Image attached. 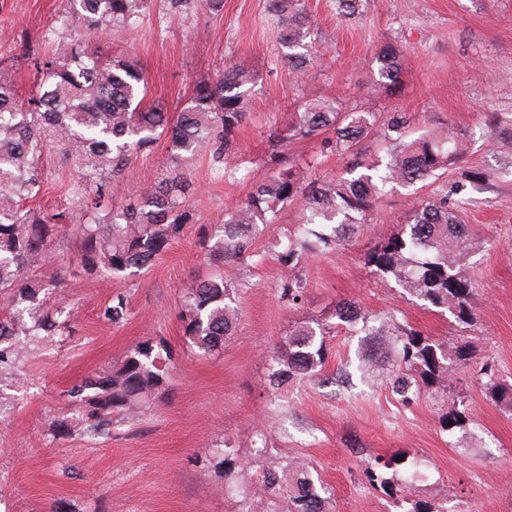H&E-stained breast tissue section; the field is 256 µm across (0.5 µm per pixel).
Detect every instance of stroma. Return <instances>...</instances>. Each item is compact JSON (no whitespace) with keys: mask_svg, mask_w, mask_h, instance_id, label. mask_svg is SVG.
Wrapping results in <instances>:
<instances>
[{"mask_svg":"<svg viewBox=\"0 0 512 512\" xmlns=\"http://www.w3.org/2000/svg\"><path fill=\"white\" fill-rule=\"evenodd\" d=\"M60 0H0V59L19 97L36 83L34 59ZM320 54L304 83L284 67L266 0H224L217 14L187 19L151 15L137 28H110L90 41L100 52H123L148 81L146 101L175 110L200 80L216 79L225 64L258 73L253 110L236 135V181L199 158L190 177L194 221L154 264L126 278L104 280L80 271L76 241L63 235L52 269L63 277L65 305L75 322L67 336L30 353L23 383L0 388V512H231L229 479L210 459H257L269 467L294 464L320 488L323 512H395L393 500L428 512H512V413L486 393L479 368L491 363L512 384V145H490L483 129L491 113L512 115V0H375L345 20L333 0H308ZM391 43L403 52L397 93L376 91L374 50ZM344 109L405 113L412 134L452 124L469 151L463 169L487 172L468 183L459 215L473 236L461 264L474 292L475 318L412 297L395 279L368 268L365 255L397 233L416 188L385 190L372 223L340 246L309 252L294 269L302 300L281 293L284 269L267 251L271 237L296 232L297 208L282 209L264 228L245 264L218 265L202 245V226L216 223L247 197L254 176L283 134L304 86ZM290 163L318 161L317 175L343 172L346 160L322 150L320 139L289 142ZM46 186L34 209H70L73 161L58 152L43 159ZM168 162L167 144L134 156L130 185L149 188ZM238 283V321L219 352L189 345L181 305L202 279ZM124 294L119 324L100 318L113 295ZM354 304L367 323L339 328L326 339L325 364L312 378L275 386L271 364L294 329L335 324L336 307ZM409 323L432 341L467 345L470 359L452 368V390L467 408L465 427L445 430V394L422 386L404 398L385 369L397 357L394 337L374 333L380 318ZM163 342L169 354L164 392L140 414L114 424L110 436L49 433L65 412L67 391L83 377L111 370L137 342ZM392 484L368 477L376 464Z\"/></svg>","mask_w":512,"mask_h":512,"instance_id":"35a3bbf8","label":"stroma"}]
</instances>
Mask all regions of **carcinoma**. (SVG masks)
Returning a JSON list of instances; mask_svg holds the SVG:
<instances>
[{"label": "carcinoma", "mask_w": 512, "mask_h": 512, "mask_svg": "<svg viewBox=\"0 0 512 512\" xmlns=\"http://www.w3.org/2000/svg\"><path fill=\"white\" fill-rule=\"evenodd\" d=\"M370 0H336L342 18L366 11ZM284 48L291 75L304 76L317 61L311 41L306 0H267ZM224 0H61L58 15L46 32L53 50L35 60V89L16 98L0 61V380L17 381L24 359L44 343L72 328L73 313L61 302V278L45 271L47 255L60 234L72 227L78 239V266L88 274L112 279L141 270L180 238L194 214L190 198L194 182L190 168L202 156L236 179L235 133L250 115L251 88L258 75L241 65L227 64L216 80H201L174 112L142 106L147 80L128 56L105 57L88 49L86 35L110 27L135 28L156 11L185 17L201 11L219 13ZM378 88L399 89L403 71L401 51L393 45L378 49ZM407 118L401 112L379 116L349 112L334 99L314 91L302 94L288 133L277 137L266 172L234 210L211 225L204 236L209 258L220 263L243 258L253 247L251 233L259 225L274 224L286 205L300 206L299 230L272 238L267 249L280 263L292 267L306 251L339 245L371 221L382 187L410 186L439 181L449 167L466 156L463 135L453 126L431 128L407 139ZM330 132L324 149L347 159L344 173L315 177L308 170L285 165L281 146ZM168 140L169 164L153 187L125 190L130 158L160 140ZM487 138L495 144L512 140V118L497 117ZM384 146L387 161L374 162L366 143ZM58 150L80 169L71 188L76 212H35L23 201L36 197L44 183L41 158ZM460 182L443 183L433 194L420 197L400 221V229L367 255L370 266L394 277L409 294L435 307H444L465 323L473 320V293L460 265V250L472 230L462 223L459 204L452 199ZM79 223H73V216ZM235 286L224 276L199 281L181 307L184 334L204 355L218 350L236 325ZM282 293L297 301L305 293L302 280L288 276ZM128 311L123 294L112 297L101 317L118 323ZM391 334L401 343L392 388L408 397L417 387L414 374L431 385L443 381V362L467 360L465 350L449 352L408 324L392 322ZM320 331L297 328L289 334L285 351L274 359L270 382L313 377L323 367L325 337ZM163 345L145 340L128 352L112 370L87 375L68 391L74 412L55 417L50 431L57 438L76 433L90 436L112 432L114 418L130 416L145 398L164 389L166 363ZM490 398L512 412V384L499 383L492 367L484 365ZM463 401L445 413L449 430L465 422ZM265 487L270 505L288 502V512H321V497L307 475L284 483L270 469Z\"/></svg>", "instance_id": "obj_1"}]
</instances>
